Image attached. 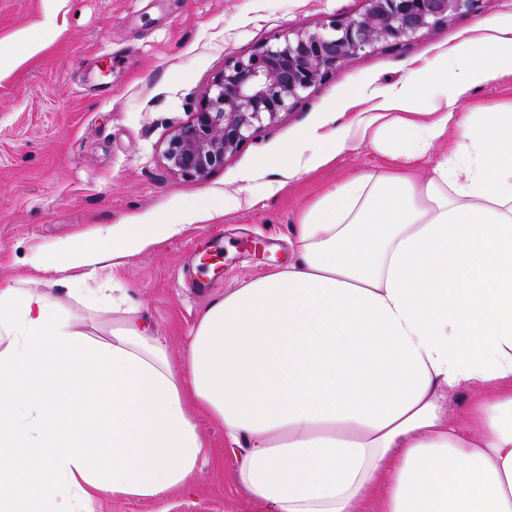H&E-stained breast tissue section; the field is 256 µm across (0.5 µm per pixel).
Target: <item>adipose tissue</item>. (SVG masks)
<instances>
[{
  "label": "adipose tissue",
  "instance_id": "ef3b65f1",
  "mask_svg": "<svg viewBox=\"0 0 512 512\" xmlns=\"http://www.w3.org/2000/svg\"><path fill=\"white\" fill-rule=\"evenodd\" d=\"M475 31L401 81L349 90L346 124L287 144L292 176L351 141L382 161L327 184L293 227L294 261L211 302L181 362L115 289L69 290L113 314L94 337L32 275H100L235 198L54 242L0 281V512L187 486L208 453L200 414L268 512H359L372 496L380 512H512V107L461 109L512 77V27Z\"/></svg>",
  "mask_w": 512,
  "mask_h": 512
}]
</instances>
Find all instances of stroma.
I'll list each match as a JSON object with an SVG mask.
<instances>
[{"instance_id":"stroma-1","label":"stroma","mask_w":512,"mask_h":512,"mask_svg":"<svg viewBox=\"0 0 512 512\" xmlns=\"http://www.w3.org/2000/svg\"><path fill=\"white\" fill-rule=\"evenodd\" d=\"M364 0H0V279L33 251L81 241L107 224H158L196 202L237 197L226 216L111 267L115 287L181 361L201 311L224 292L294 259L292 226L327 183L375 163L350 143L318 171L289 177L284 148L306 128L335 125L347 90L396 82L479 21L512 26V0L473 10L393 46L381 43L257 129L203 178L170 169L166 143L193 117L225 64L275 34L353 18ZM283 182L280 190L270 189ZM212 259L201 266L199 254ZM209 456L188 487L147 500L101 498L94 512H265L236 483L237 449L204 419Z\"/></svg>"}]
</instances>
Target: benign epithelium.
I'll list each match as a JSON object with an SVG mask.
<instances>
[{
    "mask_svg": "<svg viewBox=\"0 0 512 512\" xmlns=\"http://www.w3.org/2000/svg\"><path fill=\"white\" fill-rule=\"evenodd\" d=\"M364 2V11L354 18L277 34L249 55L225 64L214 78L213 95L167 141L164 156L170 168L187 178L210 174L329 73L380 42L425 35L471 11L477 0Z\"/></svg>",
    "mask_w": 512,
    "mask_h": 512,
    "instance_id": "1",
    "label": "benign epithelium"
}]
</instances>
